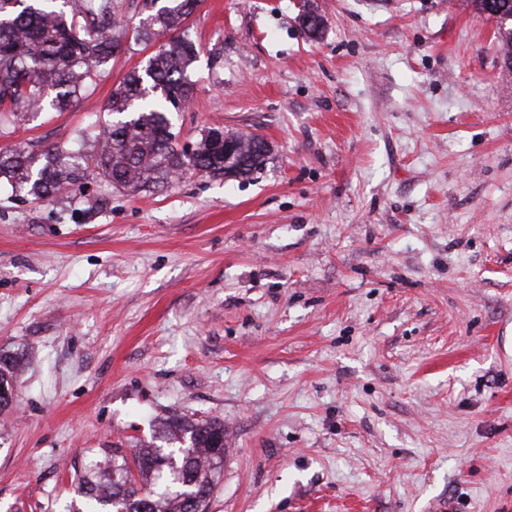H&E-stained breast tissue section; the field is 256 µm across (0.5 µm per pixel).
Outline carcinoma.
<instances>
[{
	"label": "carcinoma",
	"instance_id": "1",
	"mask_svg": "<svg viewBox=\"0 0 512 512\" xmlns=\"http://www.w3.org/2000/svg\"><path fill=\"white\" fill-rule=\"evenodd\" d=\"M200 0H164L138 21L135 39L151 40L158 32L172 37L148 59L144 71L132 70L112 91L105 110L113 115L95 136L87 153L57 146L37 154L24 148L0 152V179L38 200L76 194L93 180L117 190L146 191L171 180L172 174L201 173L224 179L247 178L270 156L258 135L229 133L242 167L224 164L211 138L201 131L189 153H177L171 115L193 98L186 77L198 56L184 28ZM56 11L22 0H0V109L16 114L61 110L90 96L95 79L121 44L125 24L112 12V0H63ZM303 33L320 36L325 26L312 0L298 14ZM504 64L512 67V20L498 24ZM18 361L0 355V385L13 387ZM224 423L216 419L172 416L147 442L132 452L108 448L78 478L82 507L73 512H205L223 467Z\"/></svg>",
	"mask_w": 512,
	"mask_h": 512
}]
</instances>
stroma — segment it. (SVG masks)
<instances>
[{
    "label": "stroma",
    "mask_w": 512,
    "mask_h": 512,
    "mask_svg": "<svg viewBox=\"0 0 512 512\" xmlns=\"http://www.w3.org/2000/svg\"><path fill=\"white\" fill-rule=\"evenodd\" d=\"M200 0L175 114L266 166L102 210L0 182V512H65L102 449L224 424L207 512H512V70L471 0ZM154 47L0 149L77 147ZM298 18L303 33L310 39H317L325 26L324 18L318 13L312 0H303Z\"/></svg>",
    "instance_id": "stroma-1"
}]
</instances>
